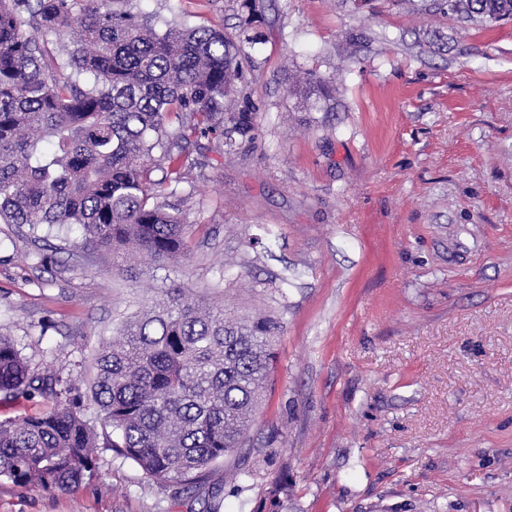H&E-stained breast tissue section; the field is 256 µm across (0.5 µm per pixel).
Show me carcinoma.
<instances>
[{
  "label": "carcinoma",
  "instance_id": "cac0c4a2",
  "mask_svg": "<svg viewBox=\"0 0 512 512\" xmlns=\"http://www.w3.org/2000/svg\"><path fill=\"white\" fill-rule=\"evenodd\" d=\"M238 33L151 20L103 0H0V223L62 225L97 251L174 263L185 224L169 203L183 181V143L214 138L233 153L255 138L242 60L263 20L238 0ZM428 9L492 26L512 0H430ZM70 36L65 53L40 34ZM291 94L328 96L311 70ZM278 323L238 318L178 287L127 320L94 358L90 406L112 428L98 437L86 406L54 371L34 374L0 333V403L53 407L0 421V478L69 491L115 448L158 483L193 484L242 447L263 399Z\"/></svg>",
  "mask_w": 512,
  "mask_h": 512
}]
</instances>
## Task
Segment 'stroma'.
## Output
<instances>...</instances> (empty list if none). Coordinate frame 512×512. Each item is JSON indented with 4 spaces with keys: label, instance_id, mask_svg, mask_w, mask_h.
Masks as SVG:
<instances>
[{
    "label": "stroma",
    "instance_id": "35a3bbf8",
    "mask_svg": "<svg viewBox=\"0 0 512 512\" xmlns=\"http://www.w3.org/2000/svg\"><path fill=\"white\" fill-rule=\"evenodd\" d=\"M131 8L160 27L240 22L236 0ZM262 10L255 139L233 155L185 143L178 263L0 224V329L80 396L98 349L163 289L274 317L244 447L193 488L102 448L67 492L0 479V512H252L282 475L278 512H512V21L411 0ZM309 69L330 82L318 110L285 91Z\"/></svg>",
    "mask_w": 512,
    "mask_h": 512
}]
</instances>
